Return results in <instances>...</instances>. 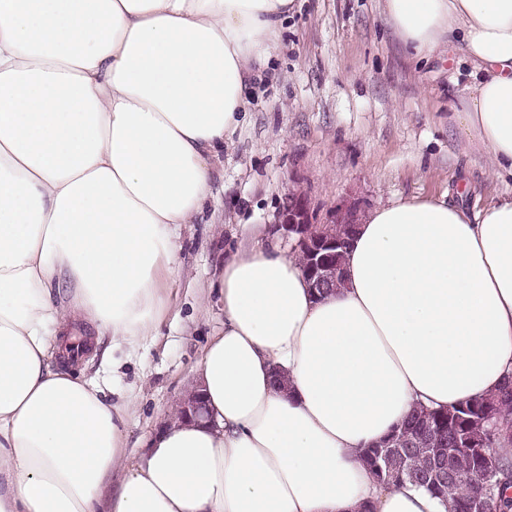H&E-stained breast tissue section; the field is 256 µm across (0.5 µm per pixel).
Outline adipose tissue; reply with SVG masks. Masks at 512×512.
Segmentation results:
<instances>
[{"label":"adipose tissue","instance_id":"obj_1","mask_svg":"<svg viewBox=\"0 0 512 512\" xmlns=\"http://www.w3.org/2000/svg\"><path fill=\"white\" fill-rule=\"evenodd\" d=\"M295 0H0V512H448L381 488L364 448L415 404L512 375V196L367 212L345 285L314 300L296 255L225 263L203 350L209 420L172 424L110 490L124 409L51 343L79 324L151 335L174 228L215 164ZM415 57L471 62L459 117L512 178V0H383ZM288 378L273 388L271 373Z\"/></svg>","mask_w":512,"mask_h":512}]
</instances>
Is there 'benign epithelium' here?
<instances>
[{"mask_svg": "<svg viewBox=\"0 0 512 512\" xmlns=\"http://www.w3.org/2000/svg\"><path fill=\"white\" fill-rule=\"evenodd\" d=\"M360 221L358 207L344 205L336 209L327 223L314 224L303 198L294 193L288 198L276 229L294 239L293 248L306 268L314 293L336 289L339 276L336 269V225H357ZM203 405L202 390L195 387L179 398L173 416L182 422H192L200 415Z\"/></svg>", "mask_w": 512, "mask_h": 512, "instance_id": "obj_1", "label": "benign epithelium"}]
</instances>
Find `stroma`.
<instances>
[{
  "mask_svg": "<svg viewBox=\"0 0 512 512\" xmlns=\"http://www.w3.org/2000/svg\"><path fill=\"white\" fill-rule=\"evenodd\" d=\"M470 65L451 55L417 60L381 0H298L271 70L254 80L241 124L225 142L213 197L180 225L167 309L152 336L79 365L110 403L124 406L127 462L162 429L197 377L204 346L224 329V263L254 236L291 251L276 230L289 194L313 221L337 206L362 211L399 197L448 195L470 210L512 194L488 150L457 122Z\"/></svg>",
  "mask_w": 512,
  "mask_h": 512,
  "instance_id": "35a3bbf8",
  "label": "stroma"
}]
</instances>
